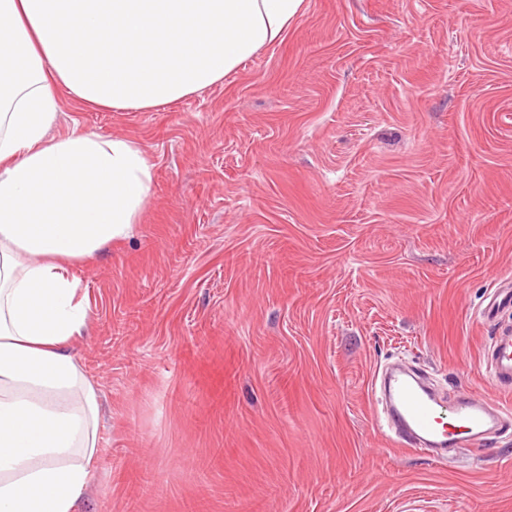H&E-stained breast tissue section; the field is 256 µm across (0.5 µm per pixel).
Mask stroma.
<instances>
[{
    "instance_id": "obj_1",
    "label": "stroma",
    "mask_w": 512,
    "mask_h": 512,
    "mask_svg": "<svg viewBox=\"0 0 512 512\" xmlns=\"http://www.w3.org/2000/svg\"><path fill=\"white\" fill-rule=\"evenodd\" d=\"M155 162L133 237L79 260L73 351L101 390L81 512H512V428L393 444L402 359L512 411V0H306L284 40L162 108H78ZM490 374L498 388H512V328L501 327L491 338Z\"/></svg>"
}]
</instances>
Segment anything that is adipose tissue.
Instances as JSON below:
<instances>
[{
	"label": "adipose tissue",
	"mask_w": 512,
	"mask_h": 512,
	"mask_svg": "<svg viewBox=\"0 0 512 512\" xmlns=\"http://www.w3.org/2000/svg\"><path fill=\"white\" fill-rule=\"evenodd\" d=\"M305 0H0V512H79L99 456V389L71 351L73 261L128 238L155 164L73 127L82 107L151 110L280 43Z\"/></svg>",
	"instance_id": "adipose-tissue-1"
}]
</instances>
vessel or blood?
Masks as SVG:
<instances>
[{"mask_svg":"<svg viewBox=\"0 0 512 512\" xmlns=\"http://www.w3.org/2000/svg\"><path fill=\"white\" fill-rule=\"evenodd\" d=\"M490 374L497 387H512V328L502 327L491 338ZM383 407L379 422L389 437L408 440L410 445L447 455L450 448L470 443L504 427L507 419L490 402L460 394L452 413L441 404L421 379L403 368L383 377Z\"/></svg>","mask_w":512,"mask_h":512,"instance_id":"b4317fda","label":"vessel or blood"}]
</instances>
